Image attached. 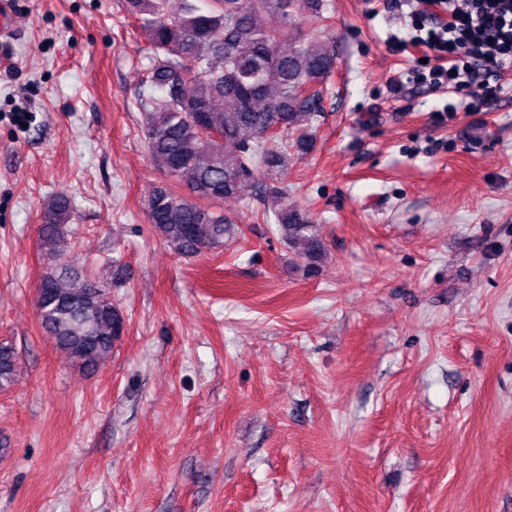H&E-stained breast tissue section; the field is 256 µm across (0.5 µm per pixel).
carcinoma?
Instances as JSON below:
<instances>
[{
    "label": "carcinoma",
    "mask_w": 512,
    "mask_h": 512,
    "mask_svg": "<svg viewBox=\"0 0 512 512\" xmlns=\"http://www.w3.org/2000/svg\"><path fill=\"white\" fill-rule=\"evenodd\" d=\"M323 6V0H125L152 50L136 98L148 150L178 185L153 191L147 219L178 253L222 246L234 221L216 204L284 194L278 185H259L255 173L282 175L293 156L314 150L312 128L325 110L336 51L301 39L294 21ZM70 217L64 194L45 207L38 237L49 253ZM276 230L314 270L325 253L315 225L286 207L276 214ZM41 279L42 328L78 367L95 370L121 336L120 311L74 259L53 260ZM17 372L14 348L0 343V389Z\"/></svg>",
    "instance_id": "cac0c4a2"
}]
</instances>
